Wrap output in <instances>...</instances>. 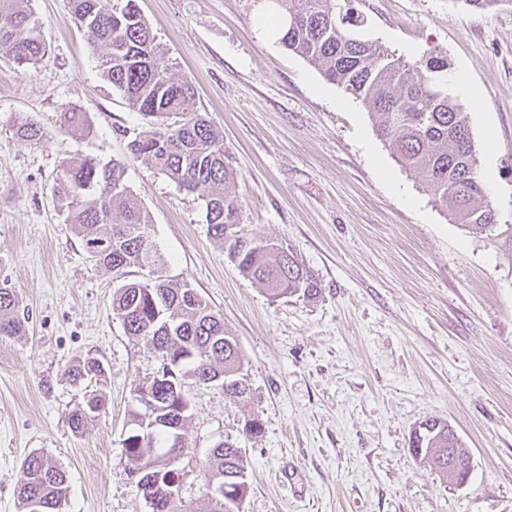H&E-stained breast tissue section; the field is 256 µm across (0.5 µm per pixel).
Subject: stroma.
Here are the masks:
<instances>
[{
  "label": "stroma",
  "instance_id": "1",
  "mask_svg": "<svg viewBox=\"0 0 512 512\" xmlns=\"http://www.w3.org/2000/svg\"><path fill=\"white\" fill-rule=\"evenodd\" d=\"M23 5L48 54L23 70L0 50V287L16 291L24 321L0 336V512H21L32 452L67 471L62 512H151L122 438L133 388L159 360L125 335L112 273L53 194L62 164L86 156L124 163L169 275L223 313L244 355L247 402L182 379L190 474L175 512H205L198 468L224 439L246 450L243 512H512V0L485 14L457 0L356 2L385 46L409 59L437 49L464 73L472 92L458 102L496 211L484 232L454 223L363 105L278 44L246 0H137L163 64L195 85L224 137L245 233L288 247L321 284L313 300L269 298L211 239L201 197L130 156L146 122L103 80L70 0ZM68 107L89 135L60 130ZM25 120L38 143L15 136ZM87 355L106 367L109 404L77 435L68 413L86 388L63 370ZM251 417L259 436L243 431ZM432 418L462 441L464 484L409 451Z\"/></svg>",
  "mask_w": 512,
  "mask_h": 512
}]
</instances>
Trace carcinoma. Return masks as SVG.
Masks as SVG:
<instances>
[{"mask_svg":"<svg viewBox=\"0 0 512 512\" xmlns=\"http://www.w3.org/2000/svg\"><path fill=\"white\" fill-rule=\"evenodd\" d=\"M285 49L317 67L330 82L360 101L377 137L401 166L422 174L436 201L449 208L455 223L486 230L496 212L478 176V159L467 114L448 79V57L434 51L409 61L374 39L354 0H248ZM77 26L99 49L98 68L119 90L149 129L128 143L133 158L156 168L168 179L205 202L208 233L223 246L246 278L273 298L321 292L314 274L281 244L248 237L240 224L242 204L229 192L235 173L224 162V142L200 111L195 86L175 76L161 62L159 44L136 0H122L109 10L103 0H72ZM41 23L21 0H0V49L14 63L30 68L42 62L47 46ZM60 128L86 132L85 113H60ZM15 135L38 142L41 130L22 121ZM54 194L66 208L86 253L112 271L120 284L112 294V311L128 336L152 346L160 369L173 375L138 383L133 397L148 393L151 406L136 403L123 439L128 469L148 494L152 512H173L180 499L185 468L183 448L171 439L187 418L182 376L191 372L201 385H217L233 403L250 398L242 374L244 357L236 337L224 327V316L185 281L168 274V260L150 233V218L125 181L120 162L102 164L93 157L62 166ZM18 297L0 288V335L23 327ZM65 375L74 384L100 383L101 360L85 356L71 361ZM107 405L94 390L68 415L80 433ZM422 432L423 451L415 458L447 476L439 460L448 444L459 447L446 421L430 420ZM209 512H242L248 491L243 449L226 439L209 449L202 463ZM69 493L66 471L51 458L28 454L21 466L17 497L23 512H62Z\"/></svg>","mask_w":512,"mask_h":512,"instance_id":"obj_1","label":"carcinoma"}]
</instances>
